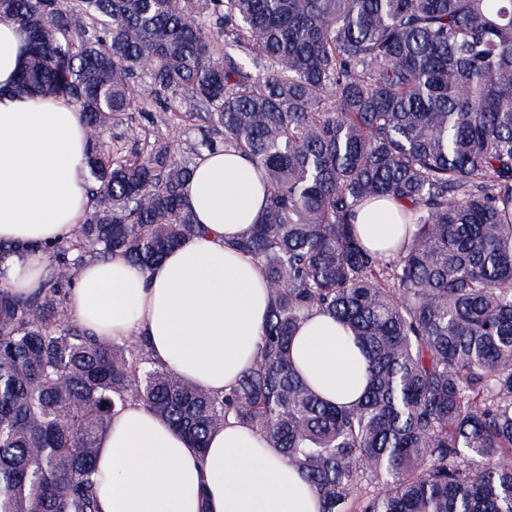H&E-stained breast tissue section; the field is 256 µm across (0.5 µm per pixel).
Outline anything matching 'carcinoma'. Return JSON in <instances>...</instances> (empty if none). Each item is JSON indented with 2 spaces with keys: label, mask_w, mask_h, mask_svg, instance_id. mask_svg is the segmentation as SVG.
<instances>
[{
  "label": "carcinoma",
  "mask_w": 512,
  "mask_h": 512,
  "mask_svg": "<svg viewBox=\"0 0 512 512\" xmlns=\"http://www.w3.org/2000/svg\"><path fill=\"white\" fill-rule=\"evenodd\" d=\"M1 17L29 35L18 86L86 116L93 205L45 247L36 292L0 287V512H98L99 442L133 401L200 452L234 417L320 512H512V0H0ZM142 77L197 108L193 155L136 122ZM218 147L267 191L237 247L269 305L222 396L67 306L85 261L150 269L201 232L183 191ZM383 197L412 225L395 256L353 224ZM313 312L365 357L353 405L293 366Z\"/></svg>",
  "instance_id": "obj_1"
}]
</instances>
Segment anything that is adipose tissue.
Here are the masks:
<instances>
[{
  "label": "adipose tissue",
  "instance_id": "ef3b65f1",
  "mask_svg": "<svg viewBox=\"0 0 512 512\" xmlns=\"http://www.w3.org/2000/svg\"><path fill=\"white\" fill-rule=\"evenodd\" d=\"M26 44L19 25L0 19V242L14 248L0 265V286L19 296L33 292L47 269L41 244L70 238L92 207L84 114L68 98L16 89ZM185 197L202 235L150 270L121 255L88 261L68 307L95 335L146 337L168 370L220 396L250 364L267 315L263 271L235 247L261 213L264 189L248 161L219 148L199 162ZM400 210L391 199L360 205L363 242L400 248ZM292 357L325 400L349 406L362 395L366 362L327 316L301 324ZM99 448V512L319 510L298 472L232 417L201 454L132 402L113 417Z\"/></svg>",
  "mask_w": 512,
  "mask_h": 512
}]
</instances>
